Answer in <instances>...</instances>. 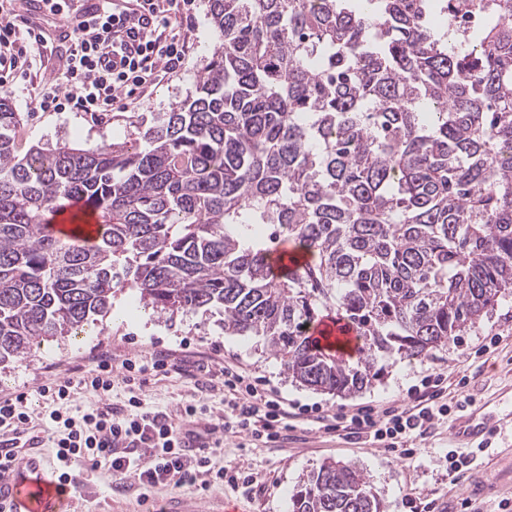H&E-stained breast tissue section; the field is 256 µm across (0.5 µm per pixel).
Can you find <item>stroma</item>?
Returning a JSON list of instances; mask_svg holds the SVG:
<instances>
[{"instance_id": "stroma-1", "label": "stroma", "mask_w": 512, "mask_h": 512, "mask_svg": "<svg viewBox=\"0 0 512 512\" xmlns=\"http://www.w3.org/2000/svg\"><path fill=\"white\" fill-rule=\"evenodd\" d=\"M42 23L47 30L48 53L37 59L33 70L15 75L5 87L12 109L22 116L18 146L23 151L33 145L56 143L76 148L102 143H124L131 148L142 145L143 134L155 114L171 111L194 93L216 44L208 0H198L196 12L187 24L189 52L182 66L148 89L144 97L128 101L124 109L98 119L83 112L39 111L35 88L57 74L70 46L67 20L46 15ZM493 337L499 340L497 348L483 352V345ZM178 347L184 348L188 362L212 359L266 377L289 404L302 410L293 419L285 440L258 448L251 447L244 438L226 443L224 461L258 472V488L245 496L229 486H216L203 494L205 499L238 501L248 512H289L290 496L299 482L324 461L334 460L363 472L380 499L383 512H408L406 499L410 496L424 504L434 503L435 512H458L468 477L448 474L446 455L453 446L448 437L449 423L436 426L426 439L419 441L420 455L405 461L383 447L319 429L315 411L320 408L338 414L406 399L411 387L429 371L447 374V394L451 397L456 396L457 383L463 378L468 381L467 394L477 402L512 389V296L501 299L491 315L467 328L433 358L421 361L394 357L384 378L359 393L340 398L292 382L280 361L269 355L261 337L226 334L221 310L214 308L170 320L145 311L136 291L123 288L113 297L110 312L86 334L42 342L35 356L0 369V394L29 389L42 379L63 376L77 361L91 364L101 349L120 358ZM138 395L146 403L167 411L193 397L215 408L223 405L222 393L197 392L191 380L175 373L148 375ZM75 495L82 512H105L110 505L118 512L140 510L137 488L116 491L103 475L93 483L80 485Z\"/></svg>"}]
</instances>
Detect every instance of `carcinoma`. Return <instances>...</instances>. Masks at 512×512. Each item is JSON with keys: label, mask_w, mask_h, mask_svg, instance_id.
Here are the masks:
<instances>
[{"label": "carcinoma", "mask_w": 512, "mask_h": 512, "mask_svg": "<svg viewBox=\"0 0 512 512\" xmlns=\"http://www.w3.org/2000/svg\"><path fill=\"white\" fill-rule=\"evenodd\" d=\"M462 39L455 0H208L216 48L147 146L19 151L0 90V365L105 317L121 288L174 320L216 307L299 384L336 397L425 360L512 291V0ZM93 241L52 229L75 202ZM310 255L276 274L255 235ZM337 314L350 362L307 334ZM290 512H382L325 462Z\"/></svg>", "instance_id": "1"}]
</instances>
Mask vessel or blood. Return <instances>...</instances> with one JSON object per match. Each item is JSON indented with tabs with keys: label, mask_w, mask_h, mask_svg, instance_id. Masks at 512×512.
<instances>
[{
	"label": "vessel or blood",
	"mask_w": 512,
	"mask_h": 512,
	"mask_svg": "<svg viewBox=\"0 0 512 512\" xmlns=\"http://www.w3.org/2000/svg\"><path fill=\"white\" fill-rule=\"evenodd\" d=\"M309 336L323 348L336 349L342 356L354 352L357 340L345 322L325 318L310 326ZM512 427V412L498 403L484 401L470 407L457 419L452 437L464 444L486 440L494 431ZM16 453L0 477V502L13 512H71V490L58 481L53 469L30 451L26 434H18Z\"/></svg>",
	"instance_id": "1"
}]
</instances>
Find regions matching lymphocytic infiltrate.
Segmentation results:
<instances>
[{"label": "lymphocytic infiltrate", "mask_w": 512, "mask_h": 512, "mask_svg": "<svg viewBox=\"0 0 512 512\" xmlns=\"http://www.w3.org/2000/svg\"><path fill=\"white\" fill-rule=\"evenodd\" d=\"M15 0H0V71L23 73L43 47L41 34L21 30L13 17ZM140 11L130 15L92 6L80 15L69 33L70 48L59 77L44 82L39 107L45 112L111 111L122 98L143 95L183 63L189 40L183 27L194 13L195 0H137ZM94 369L70 366L64 376L41 381L33 388L0 395V474L6 472L11 436L31 428L32 401H50L47 439L55 448L54 465L63 482L77 485L76 461L91 470L106 469L116 486H137L142 493L163 485L206 491L225 484L250 493L255 474L238 466H215L228 438H248L253 445L277 441L288 412L266 389L262 378L231 366L197 365L194 385L224 393V408L216 412L192 400L181 403L175 414L154 409L135 393L145 375L153 372L185 374L186 362L160 350L148 356L115 359L98 352ZM127 398L111 403L116 384ZM440 379L425 377L423 388L407 401L382 409L361 408L346 418V438L368 437L397 453L403 460L417 456L411 443L424 437L451 408H465L470 396L448 404ZM92 393L82 408L72 407L75 390Z\"/></svg>", "instance_id": "obj_1"}]
</instances>
